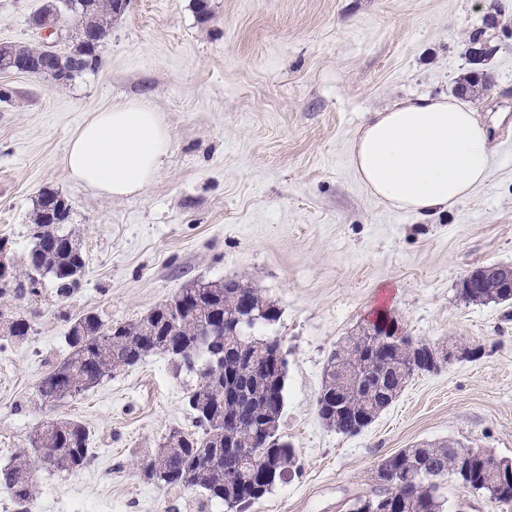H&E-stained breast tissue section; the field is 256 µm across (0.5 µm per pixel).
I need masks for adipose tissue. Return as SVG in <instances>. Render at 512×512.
<instances>
[{
    "label": "adipose tissue",
    "instance_id": "adipose-tissue-1",
    "mask_svg": "<svg viewBox=\"0 0 512 512\" xmlns=\"http://www.w3.org/2000/svg\"><path fill=\"white\" fill-rule=\"evenodd\" d=\"M171 142L160 113L133 98L92 113L69 139L64 166L69 178L93 192L133 196L155 178ZM350 158L372 196L417 216L452 208L491 169L485 127L450 97L420 96L368 113Z\"/></svg>",
    "mask_w": 512,
    "mask_h": 512
}]
</instances>
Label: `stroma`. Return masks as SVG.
<instances>
[{"instance_id":"1","label":"stroma","mask_w":512,"mask_h":512,"mask_svg":"<svg viewBox=\"0 0 512 512\" xmlns=\"http://www.w3.org/2000/svg\"><path fill=\"white\" fill-rule=\"evenodd\" d=\"M44 0H0V44L36 45ZM494 86L463 96L492 147L488 179L451 211L390 208L359 182L350 145L370 112L420 95L452 96L469 75L468 37L485 16ZM0 237L30 246L42 190L70 207L86 253L69 297L52 286L13 305L33 325L0 349V465L43 421H83L95 457L83 470L36 471V512H199L195 491L143 480L141 451L190 430L191 381L156 356L55 410L36 386L65 351L67 317L130 322L182 286L239 280L279 310L260 335L287 353L281 433L301 472L249 512H345L377 463L450 441L512 457V302L461 295L480 266H512V0H129L98 69L57 87L0 74ZM131 98L161 112L172 145L139 196L111 199L69 179L66 144L87 116ZM384 311L405 335L480 347L477 357L415 374L361 433L319 418L315 399L340 339Z\"/></svg>"}]
</instances>
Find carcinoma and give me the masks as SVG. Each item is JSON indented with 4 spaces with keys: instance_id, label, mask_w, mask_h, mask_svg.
Wrapping results in <instances>:
<instances>
[{
    "instance_id": "cac0c4a2",
    "label": "carcinoma",
    "mask_w": 512,
    "mask_h": 512,
    "mask_svg": "<svg viewBox=\"0 0 512 512\" xmlns=\"http://www.w3.org/2000/svg\"><path fill=\"white\" fill-rule=\"evenodd\" d=\"M116 0H98L96 7L82 14L89 30L105 31L119 14ZM37 54L32 45H0V63L19 54ZM59 194L42 191L34 209L32 222L42 229L41 241H32L31 250L22 260L13 261L8 287H0V321L9 324L8 334H0V342H22L33 327L30 320L13 311L11 301L37 294L39 286L49 280L60 298L70 296L78 288L76 275L84 269L81 248L70 243L74 233L65 230L70 209L60 205ZM62 214L53 216L57 206ZM257 308L273 314L253 321L231 337L216 336L204 340L197 335L198 321L216 314L233 316L240 305V289L225 288L212 282L210 288L192 283L177 291L170 299L135 322H104L89 312L69 320L65 336L66 356L40 380L35 403L54 406L98 385L113 371L138 364L149 356L148 349L171 361L173 368L195 376L188 392V405L194 415V429L174 430L163 443L144 452V469L148 482L170 490H198L204 501L222 512H246L276 484L291 479L297 472V458L278 433L265 438L263 425L274 429L281 424L285 398L275 400L269 391L267 376L254 373L241 360L239 351L264 360L280 349L278 340L259 336L255 329L272 325L279 319L274 304L254 287L247 288ZM461 296L472 304L512 301V290L500 287L491 277L484 287L462 285ZM373 350L361 342L360 336H346L331 352L324 369L322 387L333 386L342 391V400L318 410L320 418L338 433H348L354 422L362 428L370 425L388 407L386 399L371 395V389L382 387L399 396L407 377L389 368L382 373L364 371L345 380L336 371L352 362L368 363ZM232 398L235 423L230 431L218 424L224 416V400ZM90 431L81 421L56 417L42 423L30 439V447L16 451L10 461L0 467V490L7 493L16 512H33L38 497L35 471L40 461L53 455L54 468L70 474L85 468L91 461ZM261 453V462L252 464L241 450ZM512 474V458L488 454L485 463L464 467L458 449L448 442L427 444L423 448H406L384 459L383 470L373 473V488L367 494L350 500L348 512L369 509L385 497H392L396 512H446L447 500L440 493V482L449 478L472 492L507 504L509 491L497 486V473ZM400 473L407 478L399 489L386 483L387 475Z\"/></svg>"
}]
</instances>
